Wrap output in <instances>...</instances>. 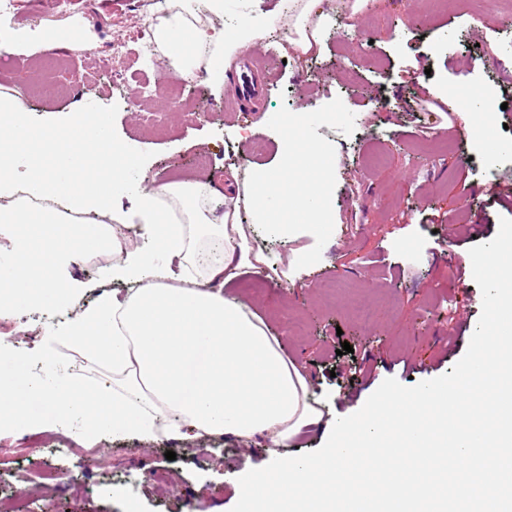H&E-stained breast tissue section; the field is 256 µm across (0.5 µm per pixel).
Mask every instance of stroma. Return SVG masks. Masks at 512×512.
<instances>
[{
  "mask_svg": "<svg viewBox=\"0 0 512 512\" xmlns=\"http://www.w3.org/2000/svg\"><path fill=\"white\" fill-rule=\"evenodd\" d=\"M9 37L25 24L52 32H84L57 51L29 58L0 54V92L19 91L38 127L64 124L73 110L108 113L113 139L148 167L150 185L200 178L220 186L230 170L275 169L282 160L276 127L291 121L299 143L329 144L325 163L336 184V215L318 240L286 242L256 225L251 244L287 256L315 247L317 258L298 275L286 264L225 285L246 301L302 366L310 394L326 422L359 410L388 378L402 385L451 372L477 326L482 296L469 251L491 241L512 205L488 202L491 183L512 184V0H367L359 12L323 0L321 47L298 56L288 0H224L211 13L207 0H79L58 15L51 0H25ZM206 27L232 32L237 21L265 12L274 31L261 45L270 87L259 111L225 109L240 62L224 61V81L189 68L176 89L140 95L158 70L171 68L164 51L150 58L112 60L108 40L141 21L161 24L185 7ZM43 71L53 94H34L30 75ZM491 95L488 131L474 133L478 101ZM264 142L254 152V142ZM501 159L497 180L482 167ZM112 252L90 253L65 275L98 297L100 273ZM352 350L340 353L342 342ZM367 358L370 376L351 378L354 359ZM73 424L0 429V491L28 488L39 512H231L238 479L275 456L320 448L322 425L272 452L259 440L232 436L191 442L104 435L90 453L72 449ZM176 454L167 460L166 451ZM72 483L49 487L46 467Z\"/></svg>",
  "mask_w": 512,
  "mask_h": 512,
  "instance_id": "stroma-1",
  "label": "stroma"
}]
</instances>
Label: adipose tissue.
<instances>
[{
	"instance_id": "obj_1",
	"label": "adipose tissue",
	"mask_w": 512,
	"mask_h": 512,
	"mask_svg": "<svg viewBox=\"0 0 512 512\" xmlns=\"http://www.w3.org/2000/svg\"><path fill=\"white\" fill-rule=\"evenodd\" d=\"M258 36L245 25L228 41L181 15L155 31L173 64L205 50L217 76L225 58ZM76 39L71 29L45 40L25 27L0 39V53L47 52ZM283 152L280 168L256 170L247 182L229 174L224 210L217 214L208 207L214 190L202 181L135 188L138 160L113 140L107 113H73L52 136L31 123L20 93L0 94V186L16 183L15 159L27 156L22 196L0 205V229L17 240L0 266V320L31 306L54 310L78 301L79 289L62 271L87 252L117 245L111 223L139 224L146 241L112 268L113 279L130 285L125 296L102 293L49 333L51 344L111 373V384L90 383L56 366L35 379L23 358L0 348V361L11 364L0 376V423L28 421L38 409L57 423L80 417L74 438L83 445L112 433L145 442L258 437L274 448L321 423L323 413L308 401V381L296 362L247 304L224 293L225 284L267 261L247 244L242 208L287 237L316 235L334 215L327 166H317L305 182L291 181L303 154L325 157L328 147H308L287 134ZM131 191L134 209L118 210L116 200ZM31 197L42 199V207L31 209ZM289 213L302 215L303 223L282 222ZM72 214L77 223H69Z\"/></svg>"
}]
</instances>
